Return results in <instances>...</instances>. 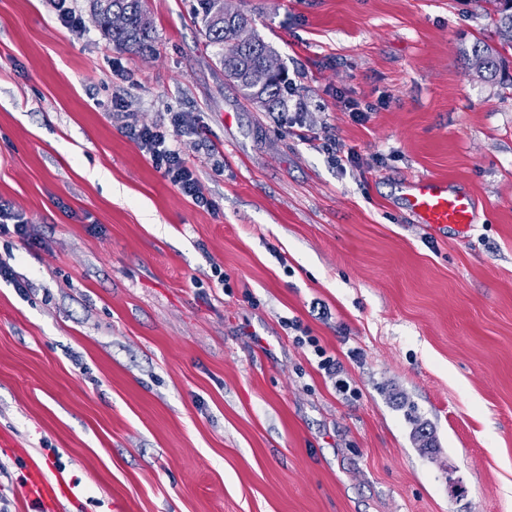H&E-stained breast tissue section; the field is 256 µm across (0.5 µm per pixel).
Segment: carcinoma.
Here are the masks:
<instances>
[{
    "instance_id": "cac0c4a2",
    "label": "carcinoma",
    "mask_w": 512,
    "mask_h": 512,
    "mask_svg": "<svg viewBox=\"0 0 512 512\" xmlns=\"http://www.w3.org/2000/svg\"><path fill=\"white\" fill-rule=\"evenodd\" d=\"M499 3V34L501 47L512 49V0H496ZM94 11L100 16L99 27L112 44L125 50L144 54L153 50L152 24L149 21L143 0H93ZM118 12L125 16L126 26L120 31L112 30L109 17ZM224 0H196L195 18L201 23V31L207 44L216 48V56L224 75L237 83L243 96L270 110L280 105L283 91L288 89L284 73L262 83L249 79V73L259 69L265 54L274 53V49L253 36L249 45L235 41L238 26L249 21L247 15L240 13L234 17H223ZM471 61L478 77L492 80L505 67L507 60L494 47L482 42L473 44Z\"/></svg>"
}]
</instances>
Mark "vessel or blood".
I'll return each mask as SVG.
<instances>
[{"instance_id": "obj_1", "label": "vessel or blood", "mask_w": 512, "mask_h": 512, "mask_svg": "<svg viewBox=\"0 0 512 512\" xmlns=\"http://www.w3.org/2000/svg\"><path fill=\"white\" fill-rule=\"evenodd\" d=\"M403 197L417 223L437 231L448 226L466 230L476 222L477 203L467 190L449 189L445 180L435 177H416L405 182ZM29 491L37 500L57 499L59 487L48 480L39 464H32Z\"/></svg>"}]
</instances>
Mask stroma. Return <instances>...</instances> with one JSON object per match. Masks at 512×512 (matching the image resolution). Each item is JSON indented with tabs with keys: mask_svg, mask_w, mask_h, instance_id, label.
<instances>
[{
	"mask_svg": "<svg viewBox=\"0 0 512 512\" xmlns=\"http://www.w3.org/2000/svg\"><path fill=\"white\" fill-rule=\"evenodd\" d=\"M193 3L145 0L141 56L93 0H0V202L38 238L0 236V512L34 461L53 512H512V78L462 54L492 5L232 0L286 69L268 112ZM417 176L473 192V229L416 223ZM132 139L147 151L152 163L176 186L182 195L190 198L198 207L210 208L212 201L203 193L195 176L190 159L175 146H172L166 133L157 126H140L131 129Z\"/></svg>",
	"mask_w": 512,
	"mask_h": 512,
	"instance_id": "1",
	"label": "stroma"
}]
</instances>
